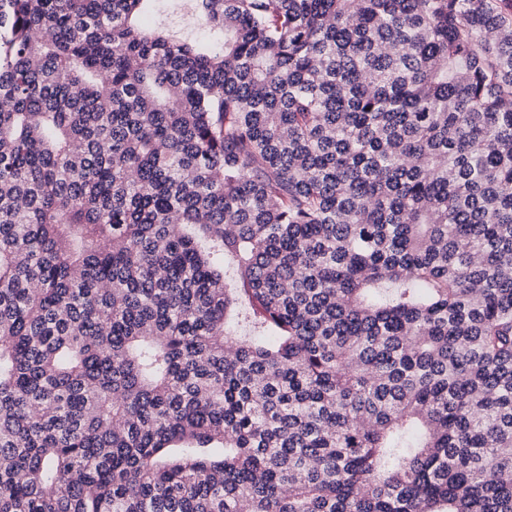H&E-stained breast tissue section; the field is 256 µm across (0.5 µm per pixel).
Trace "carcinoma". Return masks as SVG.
Masks as SVG:
<instances>
[{
	"label": "carcinoma",
	"instance_id": "carcinoma-1",
	"mask_svg": "<svg viewBox=\"0 0 512 512\" xmlns=\"http://www.w3.org/2000/svg\"><path fill=\"white\" fill-rule=\"evenodd\" d=\"M0 0V512H512V0ZM164 10L157 19L162 20L176 36L194 38L203 35L201 20L183 2L169 4Z\"/></svg>",
	"mask_w": 512,
	"mask_h": 512
}]
</instances>
